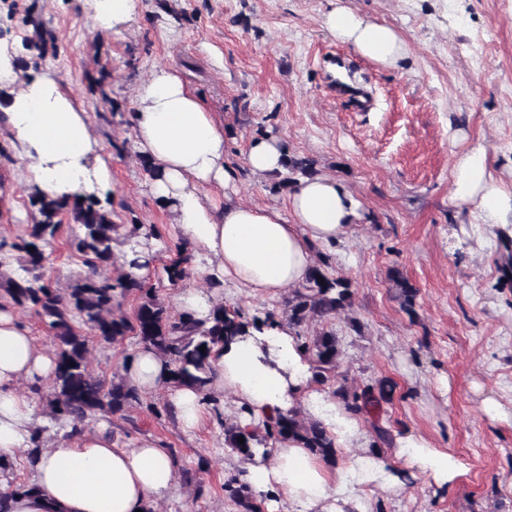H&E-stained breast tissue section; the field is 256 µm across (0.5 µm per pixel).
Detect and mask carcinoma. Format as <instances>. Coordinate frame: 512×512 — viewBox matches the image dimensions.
<instances>
[{"mask_svg": "<svg viewBox=\"0 0 512 512\" xmlns=\"http://www.w3.org/2000/svg\"><path fill=\"white\" fill-rule=\"evenodd\" d=\"M111 72L101 67L90 87L108 99L106 87ZM285 175L274 191H288L300 177L315 174L313 163L305 158L286 157ZM29 204L38 214L26 236L12 244L19 253L22 273L1 269L0 290L11 303L31 309L49 327L54 350L55 371L46 397L48 416L55 422L70 426L69 435H79L86 422L97 416H114L141 402V392L125 377L107 381L91 368L89 335L104 342H115L133 336L138 344L151 347L167 359L171 366L170 380L177 386L192 387L206 399L211 393V359L215 349L228 338L240 333L242 327L270 324L273 314L248 321L241 314L216 304L204 318L191 311L171 316L168 306L145 280L127 274L112 277L108 269L117 259L120 246H137L140 240H162L154 224H117L113 221L112 203L94 196H75L68 200L51 197L39 189L29 196ZM80 227L81 234L73 242L75 250L89 257L88 271L73 281L69 288L53 287L50 271L52 252L48 250L62 217ZM170 253L163 270L170 283L188 277L191 272V250L182 241ZM351 284L342 277L328 275L322 266H313L306 281L294 289L287 302L288 324L299 326L310 320L329 321L352 304ZM138 300L134 314L122 312L126 298ZM205 351H200V347ZM313 358V378L328 380V374L339 364L342 351L336 337L322 332L311 342L300 341ZM387 385L379 390L368 386L357 392L345 385L336 387L331 395L354 415L367 412L385 398ZM42 428L31 430L28 456L36 464L42 454ZM244 438L239 443L238 438ZM297 441L327 463L336 461V438L319 420L305 421L295 416H279L263 422L260 431L246 432L239 425L224 424V445L241 458L253 456V449L268 441ZM224 492L239 506L240 512H259L256 496L249 486L234 478L224 483Z\"/></svg>", "mask_w": 512, "mask_h": 512, "instance_id": "1", "label": "carcinoma"}]
</instances>
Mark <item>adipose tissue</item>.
I'll return each instance as SVG.
<instances>
[{"instance_id": "obj_1", "label": "adipose tissue", "mask_w": 512, "mask_h": 512, "mask_svg": "<svg viewBox=\"0 0 512 512\" xmlns=\"http://www.w3.org/2000/svg\"><path fill=\"white\" fill-rule=\"evenodd\" d=\"M138 2L91 0L89 23L98 30L125 27ZM323 25L337 41L382 66H396L407 53L394 28L350 10H330ZM0 82L11 88L5 124L28 181L58 198H106L112 178L101 146L62 78L51 70L18 69L13 53L0 49ZM130 122L140 153L157 171L154 194L171 200L191 249L214 259L211 277L256 294L301 285L314 264L312 243H334L363 218L351 189L327 175L301 178L283 210L233 201L222 122L173 67L155 66L138 83ZM450 198L483 223L512 224V181L494 175L483 144L456 153ZM212 367L214 388L231 392L246 408L241 428L252 429L266 416L305 413L323 421L340 447L360 451L349 466L332 470L295 442L281 444L268 459L255 454L243 478L264 497L267 512H369L365 485L401 487L400 471L389 458L362 453L353 416L314 391L312 359L292 328L281 322L247 326L216 348ZM53 370L47 348L13 312L0 308V456H15L28 445L32 408L20 383L49 380ZM122 374L140 392H166L185 427L198 424L199 394L171 386L167 363L152 349L139 346ZM398 446L437 488L459 475V460L423 437L403 435ZM175 475L171 455L156 441L123 446L104 427L49 448L36 471L38 493L11 495L0 486V512H147L170 491Z\"/></svg>"}]
</instances>
